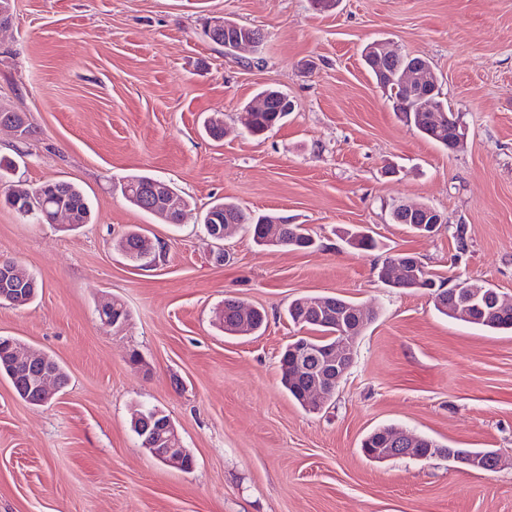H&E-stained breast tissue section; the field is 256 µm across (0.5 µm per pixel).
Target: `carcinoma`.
I'll return each instance as SVG.
<instances>
[{
    "mask_svg": "<svg viewBox=\"0 0 512 512\" xmlns=\"http://www.w3.org/2000/svg\"><path fill=\"white\" fill-rule=\"evenodd\" d=\"M256 29L243 25L231 24L222 29L219 36L212 33L206 37L214 44L227 45L235 39L253 37ZM402 64V60L383 61L385 70L389 75H382L372 71L377 83L387 93L392 101L393 111L402 115L405 121L413 125L428 140L448 147V137L455 136V132L466 135V126L459 113H455L448 105L444 97H433V110H428L422 102V98L409 94L394 75V69ZM264 94L268 97L269 108L265 112H251L244 108L239 113L238 122L249 134L259 135L275 127L287 113L283 103L285 92L267 89ZM148 179L146 175H133L121 184L122 195L135 207L143 210V199L137 195L135 185L142 184ZM50 193L65 205L71 207L81 224H87L91 220V208L84 192L74 183L66 180H49L37 187H30L22 183H0V194L4 196L6 203L13 206L17 199H29L36 192ZM390 219L394 224H404L414 234L420 233L422 216L416 215L407 218L401 210V205L394 204L390 210ZM206 231L218 226L222 230H233L242 224L249 225L253 241L267 249L291 248L305 250L313 246V237L303 224H287L280 217L264 215L253 218L238 204L231 201L217 200L205 211L202 218ZM117 250L135 267H145L156 262V247L154 242L138 230H131L117 243ZM403 259L406 261V275L400 287L404 289L433 287L435 279L422 264H417V258L409 253H397L390 259ZM15 294L33 300L38 290L35 277L23 276L15 279L13 284ZM330 300L333 310L344 314V320L352 319L358 313L359 305L343 298L332 296ZM308 297H299L292 300L287 308V317L295 326L307 330L309 335L304 337L308 345L321 352L336 345L339 339V328L334 323L319 319L318 315L307 311ZM434 307L442 314L462 321L470 325L486 327L497 331H512V306L501 308V315L487 318L481 310L473 308L458 316L451 310V300L443 297L441 303ZM266 320L265 312L250 307L236 298L224 299V305L215 312V321L224 334L230 336H248L258 333ZM282 384L289 396L299 404H304V388L306 380L297 376L290 351L286 350L280 359ZM168 416L155 408H146L135 411L131 419V428L137 435L141 444H146L151 429L166 424ZM404 432L398 426H386L370 433L361 444V448H389L390 440L397 434Z\"/></svg>",
    "mask_w": 512,
    "mask_h": 512,
    "instance_id": "carcinoma-1",
    "label": "carcinoma"
}]
</instances>
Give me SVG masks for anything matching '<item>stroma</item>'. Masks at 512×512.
<instances>
[{"mask_svg":"<svg viewBox=\"0 0 512 512\" xmlns=\"http://www.w3.org/2000/svg\"><path fill=\"white\" fill-rule=\"evenodd\" d=\"M0 31V105L33 129H0V157L34 186L80 185L91 223L64 232L0 204V259L40 284L33 303L0 305V336L55 357L69 384L49 403L22 400L0 376V512H512V334L435 310L423 289L384 285L377 269L417 256L437 280L512 295V0H12ZM258 29L259 50L224 54L204 17ZM388 41L428 59L467 129L448 152L394 112L362 52ZM267 87L294 110L267 134L237 116ZM223 120V139L203 128ZM148 174L189 201L182 224L130 205L122 177ZM229 198L305 224L313 248L257 247L246 229L223 242L202 224ZM425 204L444 222L428 237L389 217ZM139 227L153 267L114 244ZM370 231L379 249L349 246ZM374 309L328 407L308 411L280 383L300 296ZM234 297L263 309L254 336H225L215 311ZM121 300L119 329L99 302ZM145 364L133 367L131 351ZM168 415L193 471L142 448L135 409ZM396 425L451 448H489L499 469L445 458L364 456L362 439Z\"/></svg>","mask_w":512,"mask_h":512,"instance_id":"stroma-1","label":"stroma"}]
</instances>
